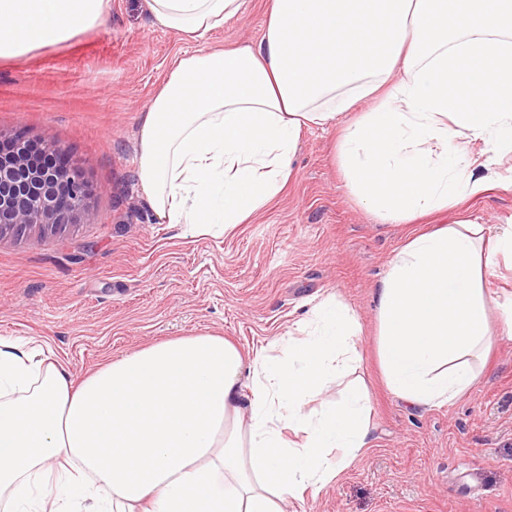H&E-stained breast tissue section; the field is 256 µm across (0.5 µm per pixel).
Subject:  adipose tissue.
Wrapping results in <instances>:
<instances>
[{
	"label": "adipose tissue",
	"mask_w": 512,
	"mask_h": 512,
	"mask_svg": "<svg viewBox=\"0 0 512 512\" xmlns=\"http://www.w3.org/2000/svg\"><path fill=\"white\" fill-rule=\"evenodd\" d=\"M111 0H0V59L99 26ZM199 42L252 0H143ZM257 44L177 56L140 120L137 163L164 224L197 234L248 223L287 186L302 129L346 122L337 158L359 203L408 224L512 189V0H265ZM483 142L473 169L467 142ZM512 263V225L466 219L411 236L374 291L392 394L455 401L492 346L483 271ZM244 361L212 333L119 356L81 382L50 348L0 338V512H287L368 444L369 397L308 398L357 359L351 309ZM301 433L288 441L287 431Z\"/></svg>",
	"instance_id": "adipose-tissue-1"
}]
</instances>
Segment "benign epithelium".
<instances>
[{
	"instance_id": "7a95c632",
	"label": "benign epithelium",
	"mask_w": 512,
	"mask_h": 512,
	"mask_svg": "<svg viewBox=\"0 0 512 512\" xmlns=\"http://www.w3.org/2000/svg\"><path fill=\"white\" fill-rule=\"evenodd\" d=\"M57 145L0 139V242L35 226L57 229L86 214L90 186L71 175Z\"/></svg>"
}]
</instances>
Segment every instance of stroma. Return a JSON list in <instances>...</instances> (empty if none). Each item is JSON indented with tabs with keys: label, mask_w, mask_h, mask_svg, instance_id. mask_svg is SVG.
Wrapping results in <instances>:
<instances>
[{
	"label": "stroma",
	"mask_w": 512,
	"mask_h": 512,
	"mask_svg": "<svg viewBox=\"0 0 512 512\" xmlns=\"http://www.w3.org/2000/svg\"><path fill=\"white\" fill-rule=\"evenodd\" d=\"M264 0L205 40L157 27L142 0H112L98 27L0 60V136L67 152L92 186V219L0 242V337L44 341L81 381L124 353L213 333L244 354L300 335L306 313L341 300L361 325L347 378L370 398L368 446L337 482L288 512H512V338L495 336L484 373L459 400L418 407L391 395L376 354L373 294L415 231L459 217L512 224V191L494 190L412 224H386L356 201L334 158L349 113L301 133L284 191L229 234L161 224L136 164L140 116L183 52L258 43Z\"/></svg>",
	"instance_id": "obj_1"
}]
</instances>
